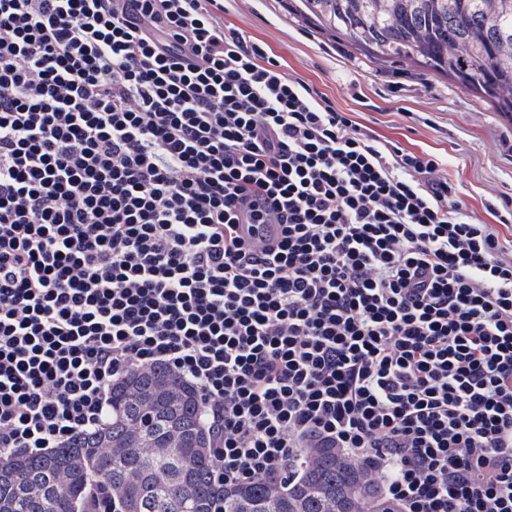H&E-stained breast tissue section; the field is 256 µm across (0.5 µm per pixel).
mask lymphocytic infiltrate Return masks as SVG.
Masks as SVG:
<instances>
[{
    "mask_svg": "<svg viewBox=\"0 0 512 512\" xmlns=\"http://www.w3.org/2000/svg\"><path fill=\"white\" fill-rule=\"evenodd\" d=\"M222 10L0 0V460L161 364L217 485L328 443L401 512H512V238Z\"/></svg>",
    "mask_w": 512,
    "mask_h": 512,
    "instance_id": "obj_1",
    "label": "lymphocytic infiltrate"
}]
</instances>
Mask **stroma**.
Wrapping results in <instances>:
<instances>
[{"mask_svg":"<svg viewBox=\"0 0 512 512\" xmlns=\"http://www.w3.org/2000/svg\"><path fill=\"white\" fill-rule=\"evenodd\" d=\"M223 18L377 139L440 159L474 222L497 224L493 202L512 196V114L412 62L363 54L300 0H224Z\"/></svg>","mask_w":512,"mask_h":512,"instance_id":"35a3bbf8","label":"stroma"}]
</instances>
